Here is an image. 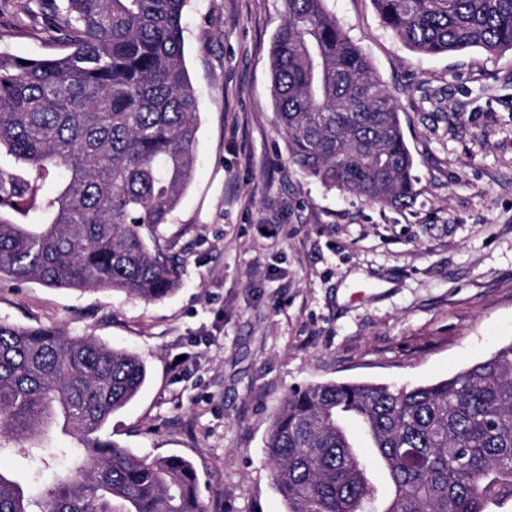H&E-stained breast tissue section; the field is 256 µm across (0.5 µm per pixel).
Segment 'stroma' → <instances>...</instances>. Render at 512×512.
Instances as JSON below:
<instances>
[{
  "instance_id": "stroma-1",
  "label": "stroma",
  "mask_w": 512,
  "mask_h": 512,
  "mask_svg": "<svg viewBox=\"0 0 512 512\" xmlns=\"http://www.w3.org/2000/svg\"><path fill=\"white\" fill-rule=\"evenodd\" d=\"M27 0H0V50L56 53ZM395 95L413 194L374 204L288 160L270 72L282 0H189L196 169L157 243L161 301L0 282V320L61 326L137 354L111 439L194 466L208 512H285L264 440L282 400L332 380L448 378L512 342V50L423 55L372 0H325Z\"/></svg>"
}]
</instances>
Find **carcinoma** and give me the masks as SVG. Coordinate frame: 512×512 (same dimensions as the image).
Returning <instances> with one entry per match:
<instances>
[{
    "instance_id": "cac0c4a2",
    "label": "carcinoma",
    "mask_w": 512,
    "mask_h": 512,
    "mask_svg": "<svg viewBox=\"0 0 512 512\" xmlns=\"http://www.w3.org/2000/svg\"><path fill=\"white\" fill-rule=\"evenodd\" d=\"M60 52H0V280L160 301L179 267L155 237L191 183L199 101L184 55L189 0H32ZM282 0L271 52L288 159L373 203L412 196L396 100L325 8ZM429 55L512 50V0H373ZM52 192H44L48 181ZM129 351L63 328L0 321V453L41 463L28 487L0 473V512H206L190 461L106 437L146 381ZM356 423L370 451L357 445ZM60 425L69 445L48 443ZM286 512H504L512 505V343L423 386L328 381L291 391L266 438ZM382 466L385 494L372 475Z\"/></svg>"
}]
</instances>
